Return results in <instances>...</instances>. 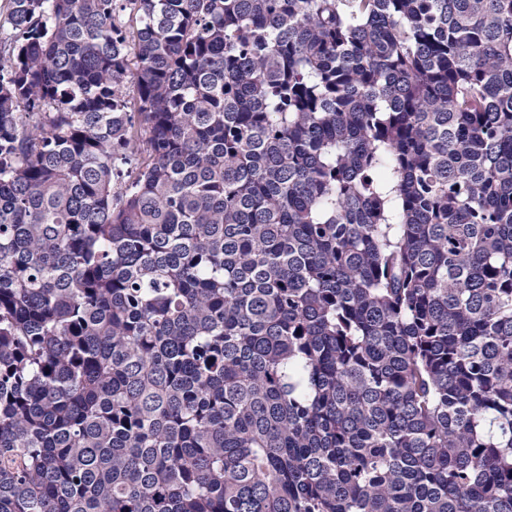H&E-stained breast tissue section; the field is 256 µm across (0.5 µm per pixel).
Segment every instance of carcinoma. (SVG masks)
<instances>
[{
    "label": "carcinoma",
    "mask_w": 512,
    "mask_h": 512,
    "mask_svg": "<svg viewBox=\"0 0 512 512\" xmlns=\"http://www.w3.org/2000/svg\"><path fill=\"white\" fill-rule=\"evenodd\" d=\"M7 3L0 512H512V0Z\"/></svg>",
    "instance_id": "cac0c4a2"
}]
</instances>
